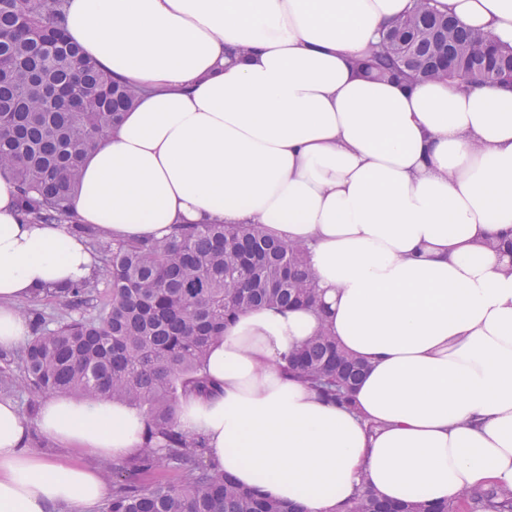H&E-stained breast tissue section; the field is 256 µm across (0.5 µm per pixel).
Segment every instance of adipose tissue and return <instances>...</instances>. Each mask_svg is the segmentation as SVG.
Instances as JSON below:
<instances>
[{"instance_id": "obj_1", "label": "adipose tissue", "mask_w": 512, "mask_h": 512, "mask_svg": "<svg viewBox=\"0 0 512 512\" xmlns=\"http://www.w3.org/2000/svg\"><path fill=\"white\" fill-rule=\"evenodd\" d=\"M512 45V0H434ZM411 0H65L85 56L139 91L82 164L70 212L115 241L180 224H258L308 246L322 308L261 307L214 343L181 430L214 466L308 512L456 501L512 489V87H404L353 63ZM63 223L33 224L0 174V351L32 332L22 303L91 278ZM365 361L355 406L283 371L318 330ZM90 456L137 454L132 408L56 397L37 420ZM0 402V512H97L102 470L27 448Z\"/></svg>"}]
</instances>
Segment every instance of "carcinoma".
<instances>
[{
    "label": "carcinoma",
    "instance_id": "cac0c4a2",
    "mask_svg": "<svg viewBox=\"0 0 512 512\" xmlns=\"http://www.w3.org/2000/svg\"><path fill=\"white\" fill-rule=\"evenodd\" d=\"M394 79H443L468 86L512 82V46L498 45L413 0L362 62ZM137 99L67 37L61 0H0V173L18 184L21 211L37 224L63 223L99 247L105 302L86 311L98 288L91 278L54 295L71 316L42 328L19 360L31 404L53 394L122 402L146 419L141 452L112 472V497L101 512H303L263 496L217 470L205 442L179 429V400L205 393L201 368L211 344L238 314L259 306L314 305L315 272L301 243L280 241L256 224H187L161 238L108 248L93 224L69 212L86 152L104 140ZM283 369L341 406L365 365L326 331L284 357ZM172 468L178 483L142 486L136 476ZM512 512V489L428 507L389 505L364 491L348 512Z\"/></svg>",
    "mask_w": 512,
    "mask_h": 512
}]
</instances>
